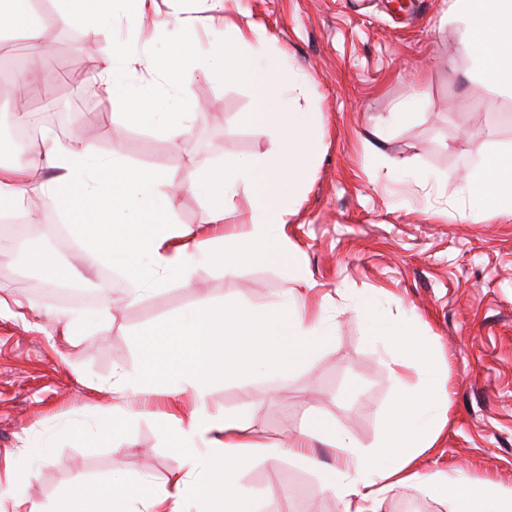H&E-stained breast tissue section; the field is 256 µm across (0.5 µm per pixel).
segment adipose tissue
<instances>
[{
    "label": "adipose tissue",
    "instance_id": "obj_1",
    "mask_svg": "<svg viewBox=\"0 0 512 512\" xmlns=\"http://www.w3.org/2000/svg\"><path fill=\"white\" fill-rule=\"evenodd\" d=\"M156 0H60L56 21L83 27L90 37L104 33L105 19L122 16L136 29ZM450 14L461 23L459 51L489 83L512 89V0H452ZM235 37L224 49L200 48L192 38L175 42L160 57L136 53L113 41L106 59L96 68L92 83H80L78 93L96 89L124 111L131 123H146L160 131L180 135L196 119L188 101L196 79L225 77L252 86L256 109L250 123L264 129L280 148L275 159H240L221 165L220 174L196 172L189 184L172 180L160 168L133 165L119 157L103 159L78 137H47L42 147L22 167L0 165V205L29 197L42 208L57 210L68 218L69 230L80 248L98 262L121 273L124 290L139 298L146 287L163 285L179 277L191 285L195 261L213 262L217 252L257 245V258L296 262L295 245L283 233L292 214L284 201L285 189H297L298 177L312 163L319 124L313 113L297 109L308 87L278 79L281 67L272 45L258 24L245 20L234 26ZM14 34L30 45V73H45L46 49L41 28L32 21L31 0H0V35ZM154 71L156 85L166 89L165 103H158L154 87L136 81L138 69ZM191 189L208 206V222L219 231L218 249L197 242L191 228L176 225L173 200L182 189ZM476 206L512 218V151L485 155L467 184ZM247 210L248 224L236 234H224L228 218ZM305 277H296L284 289L280 307L251 317L234 337L235 345L249 344V366L287 380L308 357L332 340L320 313L300 303ZM212 334V318L203 307H186L160 323L141 339L143 360L134 371L120 374L111 386L119 397L127 394L164 393L178 397L192 391L188 415L166 418L173 449L183 461L164 485L142 481L132 485L120 477L105 486L81 490L85 512H192L187 489L201 490L214 460L232 458L238 468L250 466L255 454L273 459L276 448L257 449L244 438L241 419L214 413L208 403L213 375L205 357ZM448 410L447 380L430 373L418 409L399 424L413 438L411 448L392 455H366L348 430L311 414L302 437L288 450L290 456L317 466L311 440L336 452L335 466H317L320 491L333 495L342 512H380L386 496L413 485L419 478L415 460L433 448L439 436L438 421ZM427 490L444 493L464 504L468 512H512V487L491 479L461 486L456 477L438 471L430 475ZM12 512H71L69 496L40 503L25 497L22 484L0 482V505Z\"/></svg>",
    "mask_w": 512,
    "mask_h": 512
}]
</instances>
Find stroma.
I'll return each mask as SVG.
<instances>
[{
	"instance_id": "obj_1",
	"label": "stroma",
	"mask_w": 512,
	"mask_h": 512,
	"mask_svg": "<svg viewBox=\"0 0 512 512\" xmlns=\"http://www.w3.org/2000/svg\"><path fill=\"white\" fill-rule=\"evenodd\" d=\"M50 0L42 42L69 46L74 62H97L107 36L88 40L79 27L52 24ZM442 0H228L225 12L210 0H157L143 18L141 41L162 48L170 31L188 30L201 45L214 31L248 13L285 54L292 76L310 81L301 107L318 112L324 127L313 175L283 228L298 248V265L260 260L223 273L198 266L192 286L173 279L130 299L122 288L99 298L101 264L79 249L60 251L35 225L0 219V242L19 243L0 277V478L23 459L24 443L49 442L50 456L31 468L30 500L79 492L87 482L119 475L163 484L180 466L163 427L165 413H188L191 394L128 396L136 411L124 433L96 437L99 413L115 404V374L141 361V333L185 307L209 306L262 315L279 306L295 268L310 285L308 310L324 311L332 343L280 384L269 373L223 376L208 394L210 406L245 413L254 443L280 449L239 472L238 486L279 494L286 512H339L318 490V474L285 455L310 411L347 427L360 448L376 452L398 393L421 390L429 370L448 379V420L434 448L420 457L423 475L437 471L512 486V220L493 210H471L464 187L482 157L512 149V91L486 83L457 50V21L444 19ZM71 85L35 83L28 109L64 103L83 117L80 134L96 155H117L161 168L187 182L201 169L237 159H262L278 149L246 123L249 85L198 80L190 111L198 120L179 140L146 124L126 122L106 95L74 96ZM426 98L414 121L376 136L377 117L407 96ZM38 246L83 291L68 303L49 300L48 284L27 246ZM371 296L385 322L410 321L430 347L426 366H399L367 339L360 296ZM106 311L85 339L71 344L67 315ZM121 452H113V444ZM381 512H451L448 500L423 485L390 493Z\"/></svg>"
}]
</instances>
